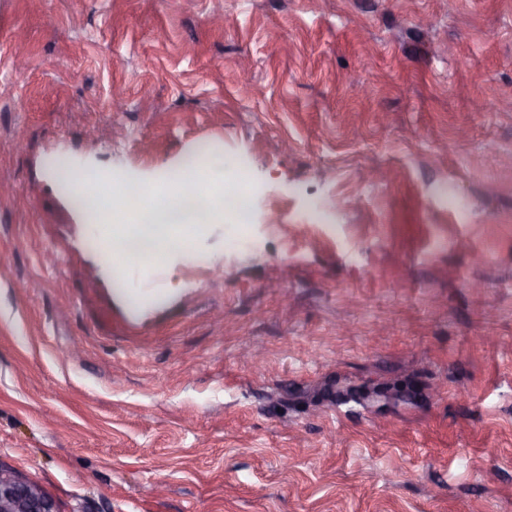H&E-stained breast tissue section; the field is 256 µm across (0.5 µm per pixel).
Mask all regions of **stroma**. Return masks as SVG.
<instances>
[{
	"mask_svg": "<svg viewBox=\"0 0 512 512\" xmlns=\"http://www.w3.org/2000/svg\"><path fill=\"white\" fill-rule=\"evenodd\" d=\"M192 153L251 224L114 266L64 171ZM0 182V465L58 512H512V0H0Z\"/></svg>",
	"mask_w": 512,
	"mask_h": 512,
	"instance_id": "1",
	"label": "stroma"
}]
</instances>
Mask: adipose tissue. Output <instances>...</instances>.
I'll return each mask as SVG.
<instances>
[{"label": "adipose tissue", "instance_id": "adipose-tissue-1", "mask_svg": "<svg viewBox=\"0 0 512 512\" xmlns=\"http://www.w3.org/2000/svg\"><path fill=\"white\" fill-rule=\"evenodd\" d=\"M93 191L110 202L125 201L133 216L120 235H108L102 241L107 253L119 255L124 263H160L167 251L188 248L185 224H204L224 213L223 190L186 171L179 174L172 192L159 195L148 205L123 184L101 182Z\"/></svg>", "mask_w": 512, "mask_h": 512}]
</instances>
